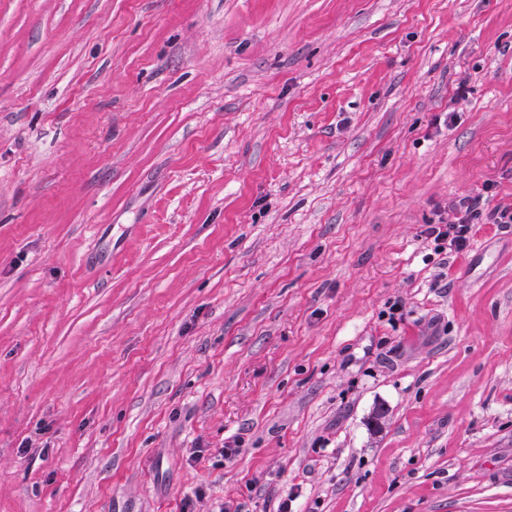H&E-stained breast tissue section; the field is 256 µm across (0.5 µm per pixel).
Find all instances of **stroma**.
I'll use <instances>...</instances> for the list:
<instances>
[{"label":"stroma","instance_id":"35a3bbf8","mask_svg":"<svg viewBox=\"0 0 512 512\" xmlns=\"http://www.w3.org/2000/svg\"><path fill=\"white\" fill-rule=\"evenodd\" d=\"M511 205L512 0H0V512H512ZM480 200L481 196H465L448 201V221L429 224L423 231L435 253L458 254L469 246Z\"/></svg>","mask_w":512,"mask_h":512}]
</instances>
